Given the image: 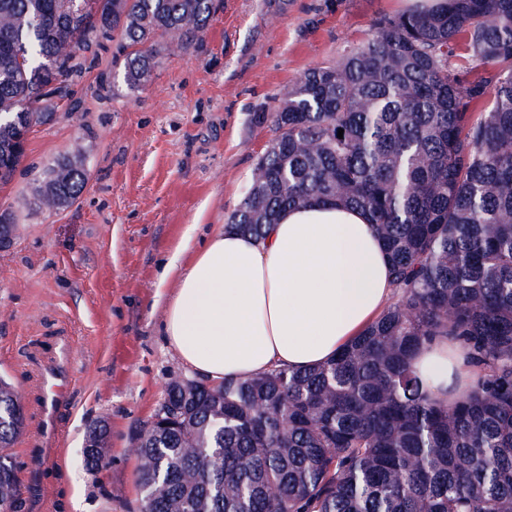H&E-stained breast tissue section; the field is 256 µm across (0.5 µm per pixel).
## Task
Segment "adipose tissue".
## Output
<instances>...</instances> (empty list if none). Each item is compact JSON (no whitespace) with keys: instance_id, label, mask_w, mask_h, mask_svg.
<instances>
[{"instance_id":"adipose-tissue-1","label":"adipose tissue","mask_w":512,"mask_h":512,"mask_svg":"<svg viewBox=\"0 0 512 512\" xmlns=\"http://www.w3.org/2000/svg\"><path fill=\"white\" fill-rule=\"evenodd\" d=\"M163 276L177 284L164 339L213 381L319 366L394 294L383 244L366 216L331 204L288 210L261 240L217 229L187 265L170 261ZM412 365L440 400L456 401L470 389L460 343L435 340Z\"/></svg>"}]
</instances>
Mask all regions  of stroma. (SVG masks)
<instances>
[{"label":"stroma","mask_w":512,"mask_h":512,"mask_svg":"<svg viewBox=\"0 0 512 512\" xmlns=\"http://www.w3.org/2000/svg\"><path fill=\"white\" fill-rule=\"evenodd\" d=\"M409 0H220L199 48L162 56L142 89L123 85L116 44L80 52L72 95L30 136L0 211L19 220L0 251V377L14 385L26 427L10 450L19 512H138L130 448L188 374L160 334L174 280L236 210L274 135L270 114L308 68L339 60L383 15ZM81 150L86 185L53 214L30 209L38 172ZM68 382L55 431L42 416L48 374ZM111 457L85 462L91 426Z\"/></svg>","instance_id":"obj_1"}]
</instances>
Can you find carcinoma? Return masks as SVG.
I'll use <instances>...</instances> for the list:
<instances>
[{"mask_svg": "<svg viewBox=\"0 0 512 512\" xmlns=\"http://www.w3.org/2000/svg\"><path fill=\"white\" fill-rule=\"evenodd\" d=\"M215 12V0H0V186L23 159L22 134L68 95L79 51L119 38L136 90L159 55L198 48ZM461 35L496 67L468 87L448 64ZM271 116L275 136L225 228L258 240L291 208L360 209L397 301L318 367L170 382L173 414L137 450L140 512H512V0L383 15ZM85 181L75 158L50 164L32 211L69 206ZM440 338L467 347L474 367L449 404L412 367ZM24 425L0 379V512L21 506L5 451ZM85 460L109 464L105 434L91 433Z\"/></svg>", "mask_w": 512, "mask_h": 512, "instance_id": "cac0c4a2", "label": "carcinoma"}]
</instances>
